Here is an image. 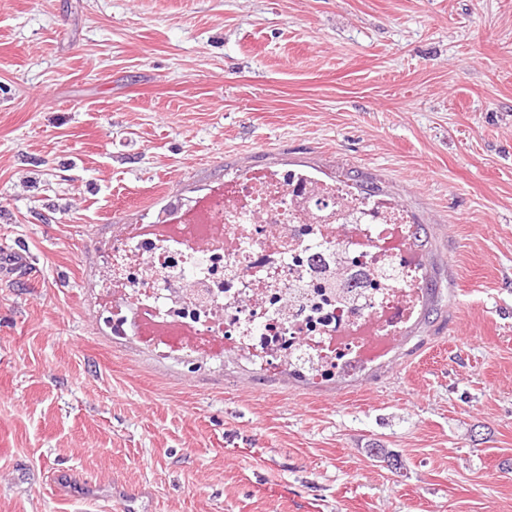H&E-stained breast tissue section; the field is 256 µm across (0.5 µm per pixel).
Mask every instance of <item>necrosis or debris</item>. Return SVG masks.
I'll return each mask as SVG.
<instances>
[{
  "label": "necrosis or debris",
  "instance_id": "necrosis-or-debris-1",
  "mask_svg": "<svg viewBox=\"0 0 512 512\" xmlns=\"http://www.w3.org/2000/svg\"><path fill=\"white\" fill-rule=\"evenodd\" d=\"M128 225L112 251L111 335L157 357L274 371L299 351L313 383L383 355L416 313L425 271L391 200L302 170L254 169L165 217Z\"/></svg>",
  "mask_w": 512,
  "mask_h": 512
}]
</instances>
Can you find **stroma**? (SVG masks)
Instances as JSON below:
<instances>
[{"mask_svg": "<svg viewBox=\"0 0 512 512\" xmlns=\"http://www.w3.org/2000/svg\"><path fill=\"white\" fill-rule=\"evenodd\" d=\"M253 167L403 206L436 285L321 384L101 319L116 226ZM0 512H512V0H0Z\"/></svg>", "mask_w": 512, "mask_h": 512, "instance_id": "1", "label": "stroma"}]
</instances>
